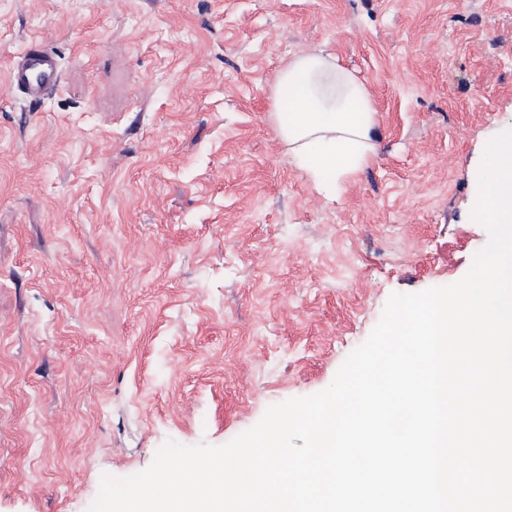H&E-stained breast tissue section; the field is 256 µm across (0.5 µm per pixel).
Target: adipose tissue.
Here are the masks:
<instances>
[{
	"label": "adipose tissue",
	"mask_w": 512,
	"mask_h": 512,
	"mask_svg": "<svg viewBox=\"0 0 512 512\" xmlns=\"http://www.w3.org/2000/svg\"><path fill=\"white\" fill-rule=\"evenodd\" d=\"M273 110L280 139L315 189L335 187L375 151L370 93L334 58L294 56L275 80Z\"/></svg>",
	"instance_id": "ef3b65f1"
}]
</instances>
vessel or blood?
I'll list each match as a JSON object with an SVG mask.
<instances>
[{
	"mask_svg": "<svg viewBox=\"0 0 512 512\" xmlns=\"http://www.w3.org/2000/svg\"><path fill=\"white\" fill-rule=\"evenodd\" d=\"M60 80L59 63L46 44L31 41L12 62L8 72V84L19 91L30 104L44 102Z\"/></svg>",
	"mask_w": 512,
	"mask_h": 512,
	"instance_id": "obj_1",
	"label": "vessel or blood"
}]
</instances>
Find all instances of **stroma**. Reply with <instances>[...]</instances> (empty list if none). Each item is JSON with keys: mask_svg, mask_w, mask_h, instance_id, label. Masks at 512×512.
Masks as SVG:
<instances>
[{"mask_svg": "<svg viewBox=\"0 0 512 512\" xmlns=\"http://www.w3.org/2000/svg\"><path fill=\"white\" fill-rule=\"evenodd\" d=\"M33 39L61 79L5 86ZM338 59L375 157L319 194L272 87ZM512 129V0H0V512H87L167 441L325 389L395 292L459 281Z\"/></svg>", "mask_w": 512, "mask_h": 512, "instance_id": "1", "label": "stroma"}]
</instances>
